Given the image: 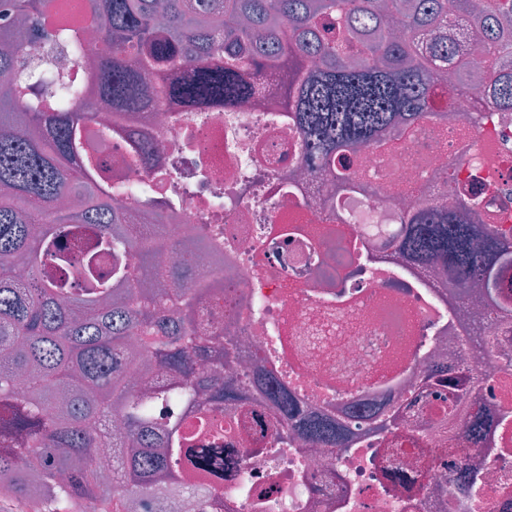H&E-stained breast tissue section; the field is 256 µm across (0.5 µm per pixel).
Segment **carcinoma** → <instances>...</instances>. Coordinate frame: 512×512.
Here are the masks:
<instances>
[{
    "label": "carcinoma",
    "mask_w": 512,
    "mask_h": 512,
    "mask_svg": "<svg viewBox=\"0 0 512 512\" xmlns=\"http://www.w3.org/2000/svg\"><path fill=\"white\" fill-rule=\"evenodd\" d=\"M86 20L101 45L88 82L59 72L49 92L29 98L41 63L24 51L27 39L45 61L80 58ZM1 43L0 78L9 79L0 95L1 500L21 494L38 512H166L175 493L186 512H210L209 487L180 472L189 448L198 473L224 472V454L184 428L188 409L200 430L220 433L206 392L231 417L242 406L262 410L277 444L287 442V425L329 450L355 448L368 435L381 439L384 454L413 448L387 470L392 485L406 470L447 465L453 453L451 482L477 491L470 452L512 444L511 227L488 223L471 195L448 203L445 182L409 186L420 203L399 215L384 243L417 280L448 272L449 326L497 358V376L465 380L446 363L429 366L421 384L409 373L411 415L376 393L351 398L334 415L305 409L259 352L247 383L196 373L198 361L218 356L201 333L224 278L185 287L186 272L165 267L149 244L163 225L131 224L112 208V196L151 186L99 177L84 148L94 115L78 103L90 95L109 101L117 123L145 112L147 70L157 96L186 114L222 112L275 82L303 158L335 182L324 201L334 211L343 195L373 193L352 170L355 146L396 152L416 127L448 121V86L463 91L473 79L463 47L482 52L489 102L512 110V0H454L451 15L446 0H82L78 15L67 0H0ZM311 58L320 69L307 68ZM18 105L26 108L21 119ZM475 239L483 251L472 249ZM343 243L371 260V240ZM132 249L151 259L134 275L123 264ZM472 277L486 284L477 317L467 314ZM158 372L180 383L156 387ZM21 381L27 393L17 403ZM113 414L124 422L115 469L137 496L98 480L107 438L99 424Z\"/></svg>",
    "instance_id": "obj_1"
}]
</instances>
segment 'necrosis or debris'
Instances as JSON below:
<instances>
[{"mask_svg": "<svg viewBox=\"0 0 512 512\" xmlns=\"http://www.w3.org/2000/svg\"><path fill=\"white\" fill-rule=\"evenodd\" d=\"M486 84L476 81L448 101V123L420 128L400 154L362 146L353 151L355 171L369 179L371 197H344L342 212L360 210L365 223L357 233L380 231L417 200L407 186L431 184L441 161L423 165L427 140L455 155L464 121L476 129L474 149L461 160L463 179L448 186L449 197L489 186L497 223L512 225V111L486 105ZM153 146L152 167L132 163L136 145ZM85 147L109 183L149 182V194L114 199L116 209L135 223L165 216L168 234L204 239L205 251L164 252V264H185L212 275L213 257L224 260V296L204 333L208 344L232 340L240 354L230 372L242 377L254 369L252 354L267 352L276 374L299 399L320 411L342 403L398 365L411 370L446 360L432 337L445 324L427 302L440 287L436 277L424 286L391 288L377 269L356 274V262L313 269L307 262L308 232L334 227L325 208L330 190L325 173L307 165L295 129L284 119L276 89L233 111L184 115L156 103L133 114L121 131L104 137L86 132ZM320 341L303 351L299 337ZM266 418L252 417L247 434L224 429L223 444L236 461L223 478H207L216 507L230 512H452L457 489L447 498H420L412 490H392L388 458L371 443L336 452L297 434L277 448L253 447ZM485 484L480 491L490 512H512V448L482 453Z\"/></svg>", "mask_w": 512, "mask_h": 512, "instance_id": "obj_1", "label": "necrosis or debris"}]
</instances>
